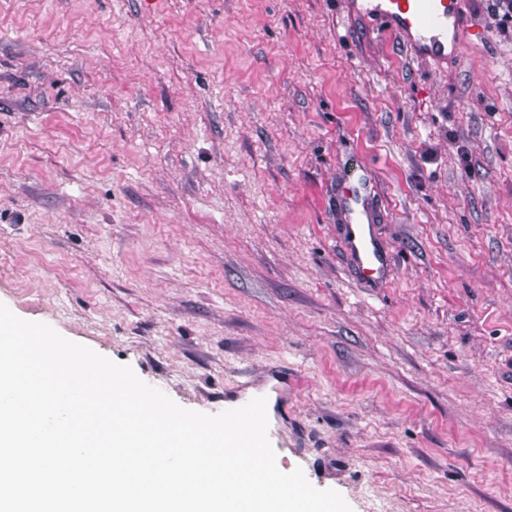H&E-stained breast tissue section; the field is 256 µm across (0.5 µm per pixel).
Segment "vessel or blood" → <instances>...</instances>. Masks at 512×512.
I'll return each mask as SVG.
<instances>
[{
	"instance_id": "obj_1",
	"label": "vessel or blood",
	"mask_w": 512,
	"mask_h": 512,
	"mask_svg": "<svg viewBox=\"0 0 512 512\" xmlns=\"http://www.w3.org/2000/svg\"><path fill=\"white\" fill-rule=\"evenodd\" d=\"M353 14L393 33L415 57L437 64L456 56L468 34L466 0H348ZM347 224L343 246L362 281L379 285L390 275L391 258L376 236L367 207L352 188L341 197Z\"/></svg>"
}]
</instances>
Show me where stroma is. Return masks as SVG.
<instances>
[{
  "label": "stroma",
  "mask_w": 512,
  "mask_h": 512,
  "mask_svg": "<svg viewBox=\"0 0 512 512\" xmlns=\"http://www.w3.org/2000/svg\"><path fill=\"white\" fill-rule=\"evenodd\" d=\"M345 0H0V303L205 414L268 394L351 512H512V32ZM369 186L367 287L336 194ZM349 10L393 33L417 59L447 64L468 34L465 0H348Z\"/></svg>",
  "instance_id": "obj_1"
}]
</instances>
